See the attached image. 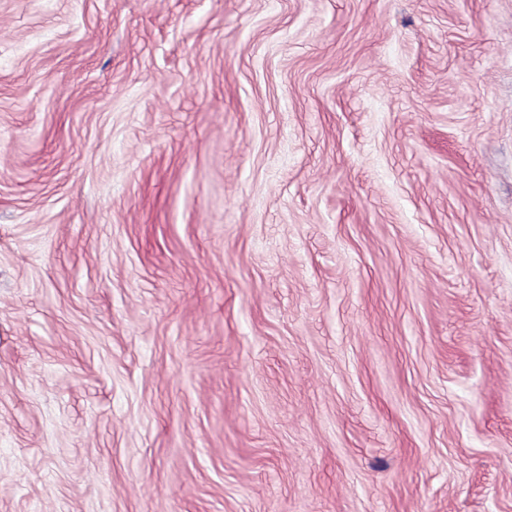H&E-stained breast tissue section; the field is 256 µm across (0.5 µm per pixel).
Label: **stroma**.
I'll return each mask as SVG.
<instances>
[{
    "label": "stroma",
    "instance_id": "stroma-1",
    "mask_svg": "<svg viewBox=\"0 0 512 512\" xmlns=\"http://www.w3.org/2000/svg\"><path fill=\"white\" fill-rule=\"evenodd\" d=\"M0 512H512V0H0Z\"/></svg>",
    "mask_w": 512,
    "mask_h": 512
}]
</instances>
